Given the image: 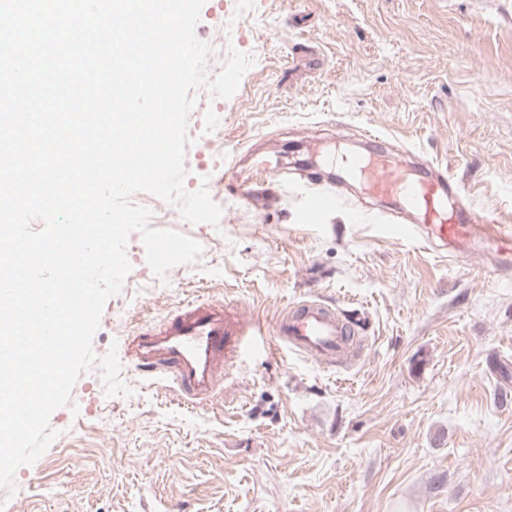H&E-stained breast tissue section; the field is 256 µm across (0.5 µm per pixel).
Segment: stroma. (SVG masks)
<instances>
[{
    "label": "stroma",
    "mask_w": 512,
    "mask_h": 512,
    "mask_svg": "<svg viewBox=\"0 0 512 512\" xmlns=\"http://www.w3.org/2000/svg\"><path fill=\"white\" fill-rule=\"evenodd\" d=\"M196 31L209 75L232 47L252 61L232 97L197 89L187 122L184 187L207 188L220 220L133 195L152 228L202 253L161 280L132 233L93 351L197 299L257 319L263 343L194 407L124 356L128 394L107 395L100 368L81 374L50 416L58 438L0 486V512H512V379L489 365L512 368V267L379 232L384 204L355 182L311 214L323 171L252 202L216 185L257 183L252 153L289 172L367 127L512 227V0H205ZM304 300L355 321V363L269 349Z\"/></svg>",
    "instance_id": "35a3bbf8"
}]
</instances>
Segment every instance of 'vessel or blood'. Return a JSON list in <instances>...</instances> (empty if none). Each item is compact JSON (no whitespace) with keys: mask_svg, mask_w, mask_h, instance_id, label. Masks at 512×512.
I'll list each match as a JSON object with an SVG mask.
<instances>
[{"mask_svg":"<svg viewBox=\"0 0 512 512\" xmlns=\"http://www.w3.org/2000/svg\"><path fill=\"white\" fill-rule=\"evenodd\" d=\"M364 139L374 151L344 149L325 164L344 178L365 179L374 195L389 200V228L452 255L491 245L498 255H512V230H504L492 210L475 208L447 171L430 161L407 166L398 147L375 130H365ZM259 330V323L246 322L234 308L194 301L160 325L127 337L124 349L139 371L162 377L193 404L214 395L225 366L239 358ZM352 333V322L316 301L290 304L275 323L281 345L324 365L335 364Z\"/></svg>","mask_w":512,"mask_h":512,"instance_id":"obj_1","label":"vessel or blood"}]
</instances>
